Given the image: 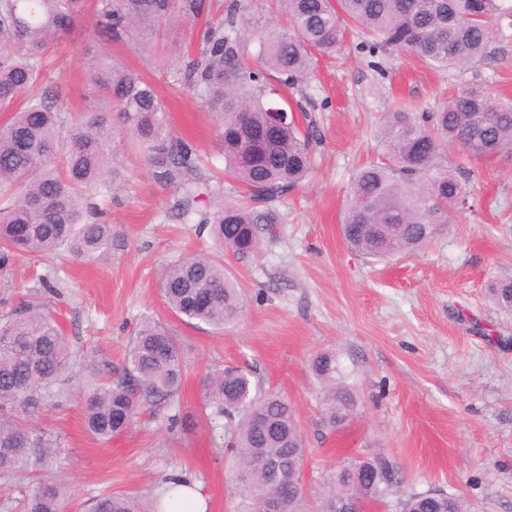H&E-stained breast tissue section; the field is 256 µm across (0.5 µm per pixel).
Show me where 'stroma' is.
Instances as JSON below:
<instances>
[{"instance_id":"35a3bbf8","label":"stroma","mask_w":512,"mask_h":512,"mask_svg":"<svg viewBox=\"0 0 512 512\" xmlns=\"http://www.w3.org/2000/svg\"><path fill=\"white\" fill-rule=\"evenodd\" d=\"M227 2L203 0L201 15L175 16L127 45L96 26L97 0H85L71 33L45 59L38 90L77 116L90 103V68L118 63L154 83L170 131L196 147L203 174L223 170L213 118L188 79L172 75ZM362 39L352 33L336 55L314 56L294 95L319 132L314 166L269 203L276 221L258 257L223 255L227 273L244 287L237 323L215 330L168 309L159 287L164 269L220 249L209 226L178 214L177 190L152 179L145 155L124 135L116 147L121 176L98 199L112 224L107 259L88 264L62 250L0 272V314L24 298L44 304L79 359L69 396L30 424L62 438L60 457L0 479V512H22L32 475L59 473L67 483L62 512H89L108 492L150 502L174 475L198 486L208 512H244L225 421L203 407L202 378L227 366L251 371L261 391L283 394L296 410L306 448L299 512H325L337 468L356 457L385 460L401 478L398 491L368 503V512H400L407 495L426 492L459 496L469 512H512V315L485 296L490 281L512 278V156L471 163L468 208L450 211L439 234L414 253L374 259L350 250L341 231L353 172L382 156L385 115L399 105L437 106L471 83L512 97V44L460 73L427 68L405 53L364 56ZM147 316L166 323L184 347L178 424L145 413L128 432L98 441L83 426L81 361L93 359L104 379L120 371ZM321 352L335 354L357 399L353 418L337 430L321 414L323 384L312 369Z\"/></svg>"}]
</instances>
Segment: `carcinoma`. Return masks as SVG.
I'll return each mask as SVG.
<instances>
[{
	"label": "carcinoma",
	"mask_w": 512,
	"mask_h": 512,
	"mask_svg": "<svg viewBox=\"0 0 512 512\" xmlns=\"http://www.w3.org/2000/svg\"><path fill=\"white\" fill-rule=\"evenodd\" d=\"M290 33L267 31L260 42L262 69L248 71L251 31L260 19L243 0H229L224 17L204 32L190 81L220 130L227 172L254 201L271 202L310 172L318 137L308 114L282 116L277 137L261 135L274 115L268 106L278 82L301 88L316 54L331 55L349 28L368 37L369 55L388 49L410 52L430 68L466 71L495 48L512 43V0H278ZM173 0H101L96 25L116 39L170 19ZM79 15V0H0V107L11 111L0 126V270L30 253L66 247L81 261L97 262L112 245V224L95 202L113 183L112 109L121 115L135 147L148 159L152 177L178 190L180 215L197 214L214 226L224 248L238 260L257 254L273 214L255 207L218 203L200 209L215 190L197 176L199 158L181 138L170 136L165 106L153 84L108 63L94 67L90 84L101 95L70 120L33 92L44 78L50 48ZM385 157L352 177L341 224L346 243L375 258L411 253L431 242L448 212L466 207L468 163L512 154V100L482 84H467L432 111L401 107L387 114ZM168 308L190 321L222 330L243 313L241 284L210 256L188 255L170 265L161 281ZM498 311L512 315V279L487 288ZM71 351L64 332L42 306L22 301L0 315V478H10L62 447L59 439L34 435L28 423L46 400L60 395ZM312 368L325 384L323 416L331 428L356 410L351 387L336 380L333 355L321 353ZM82 405L87 432L110 440L127 431L146 409L171 406L186 371L181 344L159 320L147 318L133 336L122 371L99 383L95 362L85 364ZM206 405L224 418L231 437L249 512L264 498H281V512H298L303 498L304 439L293 405L278 393L260 394L250 374L238 368L207 373ZM398 473L380 460L349 459L336 470L327 512L357 496L377 501L399 487ZM63 479L40 481L24 512H59ZM402 512H464L462 500L443 493L412 494ZM139 497L107 493L91 512H161Z\"/></svg>",
	"instance_id": "carcinoma-1"
}]
</instances>
